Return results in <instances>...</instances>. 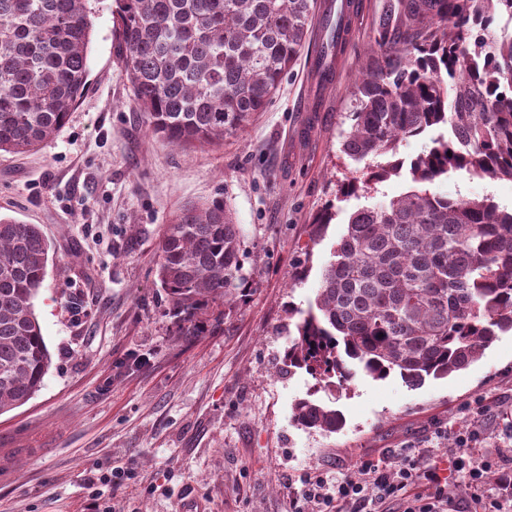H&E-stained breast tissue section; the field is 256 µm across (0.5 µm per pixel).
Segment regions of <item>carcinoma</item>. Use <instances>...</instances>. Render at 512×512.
Wrapping results in <instances>:
<instances>
[{
    "label": "carcinoma",
    "instance_id": "1",
    "mask_svg": "<svg viewBox=\"0 0 512 512\" xmlns=\"http://www.w3.org/2000/svg\"><path fill=\"white\" fill-rule=\"evenodd\" d=\"M316 0H118L116 52L129 106L146 131L203 147L263 112L319 21L330 58L344 51L351 13L316 17ZM512 0H386L354 80L341 152L367 163L336 180V200L401 174L402 142L440 126L413 158V187L348 217L314 304L298 311L289 366L327 388L357 373L397 374L410 387L477 360L512 332V210L491 198L429 189L451 169L512 181ZM88 0H0V152L40 148L65 126L88 84ZM337 216L324 207L313 241ZM50 242L40 225L0 216V414L42 386L50 354L34 301ZM243 233L226 201L183 208L158 245L156 274L174 333L198 334L244 290ZM293 420L335 433L339 410L303 398Z\"/></svg>",
    "mask_w": 512,
    "mask_h": 512
}]
</instances>
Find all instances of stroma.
I'll list each match as a JSON object with an SVG mask.
<instances>
[{"mask_svg": "<svg viewBox=\"0 0 512 512\" xmlns=\"http://www.w3.org/2000/svg\"><path fill=\"white\" fill-rule=\"evenodd\" d=\"M357 2L333 85L310 80L309 40L267 111L223 145L190 150L152 137L131 110L116 0H89L83 97L40 150L0 153V215L41 225L53 243L35 300L51 363L42 388L0 415V512H286L303 473L353 477L363 460L416 448L431 449L454 512H474L452 468L468 452L460 436L512 467L511 332L418 388L393 374L328 390L284 360L290 313L313 303L348 214L411 185L393 177L339 202L314 242V216L353 168L341 133L385 0ZM434 189L512 207L508 180L452 171ZM219 196L243 228L248 288L219 323L178 336L158 243L184 205ZM310 395L342 412L340 432L293 421Z\"/></svg>", "mask_w": 512, "mask_h": 512, "instance_id": "35a3bbf8", "label": "stroma"}]
</instances>
